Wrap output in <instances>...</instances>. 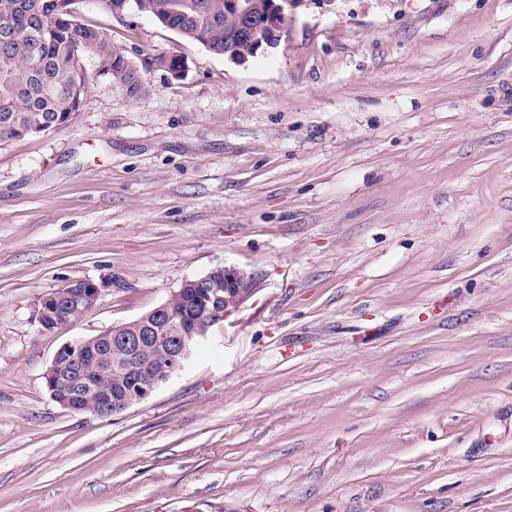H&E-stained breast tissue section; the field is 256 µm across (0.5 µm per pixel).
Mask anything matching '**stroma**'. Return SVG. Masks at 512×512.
<instances>
[{
	"label": "stroma",
	"mask_w": 512,
	"mask_h": 512,
	"mask_svg": "<svg viewBox=\"0 0 512 512\" xmlns=\"http://www.w3.org/2000/svg\"><path fill=\"white\" fill-rule=\"evenodd\" d=\"M80 10L145 89L87 62L67 125L0 141V512H512V0H294L243 64ZM224 263L255 291L184 372L52 400L63 344ZM82 282L83 284L81 285L80 281L71 284V287L69 288L67 285L62 286L61 288H56L51 292L47 293L46 295H53L60 299V311L63 315H68L71 318H76L80 315V312L78 311V309H76V307H71V302H73V299L70 298L69 296L76 289H78L79 285L80 289L78 290V293L83 304V309L86 310V312L94 308L99 303V301L104 295V292L107 290V288H109L112 285V283L106 282L104 280H100L99 282H97L91 279H85L82 280ZM74 286L76 288H72ZM83 315L78 320L67 321L64 323H56L54 327H51L50 331L73 327L83 317Z\"/></svg>",
	"instance_id": "obj_1"
}]
</instances>
